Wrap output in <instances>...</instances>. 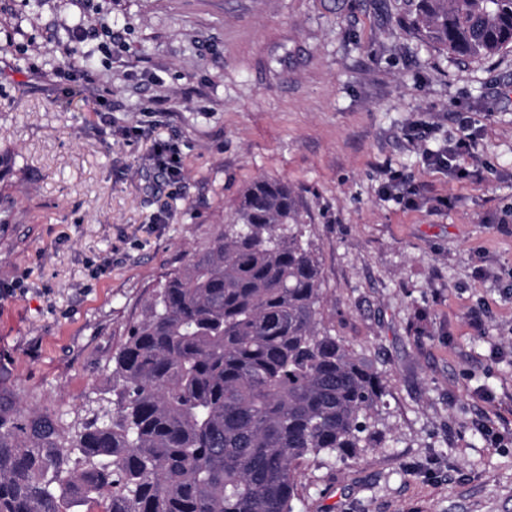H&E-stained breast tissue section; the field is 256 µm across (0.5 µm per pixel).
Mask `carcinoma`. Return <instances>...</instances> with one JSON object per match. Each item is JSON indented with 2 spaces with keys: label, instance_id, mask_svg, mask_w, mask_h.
<instances>
[{
  "label": "carcinoma",
  "instance_id": "obj_1",
  "mask_svg": "<svg viewBox=\"0 0 512 512\" xmlns=\"http://www.w3.org/2000/svg\"><path fill=\"white\" fill-rule=\"evenodd\" d=\"M409 2L443 52L512 49V0ZM322 282L295 190L253 180L128 327L112 397L68 425L0 398V512H294L307 462L378 438L385 394L324 322Z\"/></svg>",
  "mask_w": 512,
  "mask_h": 512
}]
</instances>
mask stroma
I'll use <instances>...</instances> for the list:
<instances>
[{"label":"stroma","instance_id":"obj_1","mask_svg":"<svg viewBox=\"0 0 512 512\" xmlns=\"http://www.w3.org/2000/svg\"><path fill=\"white\" fill-rule=\"evenodd\" d=\"M404 0H0V396L64 422L146 300L287 182L324 319L384 377L380 437L295 512H512V51L447 55ZM115 42H77L79 20ZM69 44L96 73H60ZM468 120L482 181L428 166ZM177 143L181 175L155 166ZM394 170L419 186L406 207ZM482 329L469 323L472 308ZM504 437L490 445L482 426Z\"/></svg>","mask_w":512,"mask_h":512}]
</instances>
